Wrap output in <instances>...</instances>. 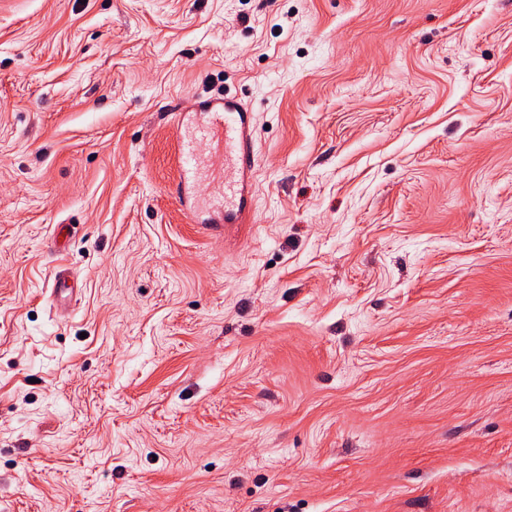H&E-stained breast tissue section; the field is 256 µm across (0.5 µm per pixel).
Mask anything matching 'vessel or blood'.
<instances>
[{
    "instance_id": "1",
    "label": "vessel or blood",
    "mask_w": 512,
    "mask_h": 512,
    "mask_svg": "<svg viewBox=\"0 0 512 512\" xmlns=\"http://www.w3.org/2000/svg\"><path fill=\"white\" fill-rule=\"evenodd\" d=\"M179 181L176 197L194 224H220L232 232L256 221L254 207L256 156L251 110L228 94L205 97L199 110L183 114L176 131ZM215 179L218 188L208 199L194 191L197 181ZM74 296L68 269L58 268L49 289L56 310H64Z\"/></svg>"
}]
</instances>
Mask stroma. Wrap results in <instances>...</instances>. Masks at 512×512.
I'll list each match as a JSON object with an SVG mask.
<instances>
[{
  "label": "stroma",
  "instance_id": "35a3bbf8",
  "mask_svg": "<svg viewBox=\"0 0 512 512\" xmlns=\"http://www.w3.org/2000/svg\"><path fill=\"white\" fill-rule=\"evenodd\" d=\"M0 512H512V0H0ZM179 181L176 197L181 211L194 224H224V236L238 224H256L254 207L256 156L251 110L228 94L205 97L195 112L183 114L176 131ZM203 142L213 145L220 168L199 154ZM218 181L215 193L200 200L194 191L201 179ZM47 290H49V299L56 311L64 310L67 303L73 298L75 290L68 269L62 267L58 268L54 273L51 287Z\"/></svg>",
  "mask_w": 512,
  "mask_h": 512
}]
</instances>
